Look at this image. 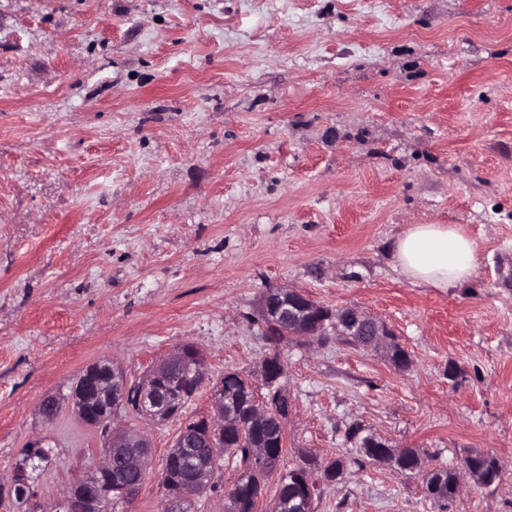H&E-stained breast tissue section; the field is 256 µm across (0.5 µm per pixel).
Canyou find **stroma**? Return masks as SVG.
I'll use <instances>...</instances> for the list:
<instances>
[{
	"label": "stroma",
	"instance_id": "1",
	"mask_svg": "<svg viewBox=\"0 0 512 512\" xmlns=\"http://www.w3.org/2000/svg\"><path fill=\"white\" fill-rule=\"evenodd\" d=\"M411 224L461 227L471 281L401 275ZM275 287L377 316L409 367L333 333L273 345ZM185 344L207 370L191 416L280 355L282 466L345 462L314 512H512V0H0V483L42 439L36 501L62 502L101 441L40 400ZM127 424L151 461L114 512H163L180 424ZM368 437L427 469L478 451L501 478L441 506Z\"/></svg>",
	"mask_w": 512,
	"mask_h": 512
}]
</instances>
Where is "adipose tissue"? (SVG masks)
I'll return each mask as SVG.
<instances>
[{
  "label": "adipose tissue",
  "mask_w": 512,
  "mask_h": 512,
  "mask_svg": "<svg viewBox=\"0 0 512 512\" xmlns=\"http://www.w3.org/2000/svg\"><path fill=\"white\" fill-rule=\"evenodd\" d=\"M399 271L412 283L454 288L469 281L478 265L474 241L450 224H412L393 247Z\"/></svg>",
  "instance_id": "ef3b65f1"
}]
</instances>
